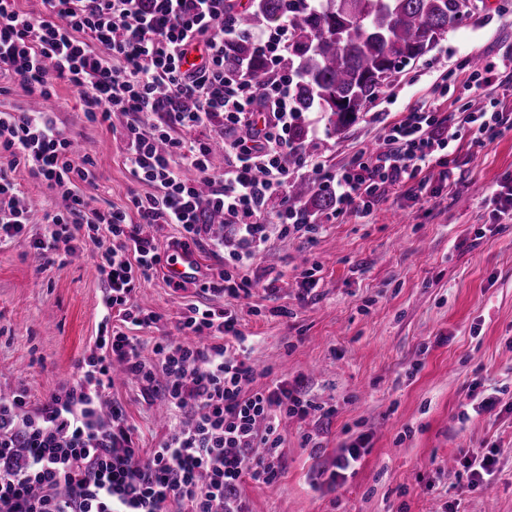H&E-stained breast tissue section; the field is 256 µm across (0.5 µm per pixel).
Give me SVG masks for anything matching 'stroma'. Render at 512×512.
Wrapping results in <instances>:
<instances>
[{"mask_svg": "<svg viewBox=\"0 0 512 512\" xmlns=\"http://www.w3.org/2000/svg\"><path fill=\"white\" fill-rule=\"evenodd\" d=\"M512 53V0H484L471 18L424 57L403 65L341 132L323 113L315 154L336 171L382 143L407 108L430 102L443 112H473L483 100L464 92L468 61L486 64ZM447 74L448 93L433 84ZM52 117L81 152L91 154L98 189L89 208L128 207L146 193L124 164L118 132L90 121L81 94L55 81ZM447 160L457 180L429 181L420 199L392 187L372 215L312 212L313 236L281 237L270 226L264 254L252 268V292L238 300L180 291L163 275L137 289L136 303L155 312L142 332L144 357L155 337L177 335L184 300L234 308L259 372L257 386L304 376L323 423L282 418L283 470L272 484L245 480L238 494L250 512H512V219L495 218L489 189L512 178V129L477 144L470 132ZM30 210L24 233L0 245V391L23 387L31 405L62 388L98 332L103 284L89 249L37 273L32 242L46 214L63 203L55 189L12 173ZM313 268L317 294L298 297L299 273ZM496 393L494 414L468 413L472 384ZM108 402L118 403L152 448L166 433L161 403H148L134 383L114 376ZM313 435L318 448L305 446ZM371 447L355 474L328 477L349 436ZM495 453L488 487L468 485L464 458Z\"/></svg>", "mask_w": 512, "mask_h": 512, "instance_id": "stroma-1", "label": "stroma"}]
</instances>
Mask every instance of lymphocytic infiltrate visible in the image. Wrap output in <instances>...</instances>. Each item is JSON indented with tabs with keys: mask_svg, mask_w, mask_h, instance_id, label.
<instances>
[{
	"mask_svg": "<svg viewBox=\"0 0 512 512\" xmlns=\"http://www.w3.org/2000/svg\"><path fill=\"white\" fill-rule=\"evenodd\" d=\"M33 16L17 0H0V74L29 96L49 100L55 81L79 90L89 116H123L125 164L148 194L131 193L128 211L88 209L85 188L96 187L90 156H76L72 140L49 113L0 110V243L21 235L29 211L11 176L17 166L56 189L61 213L46 214V232L34 239L38 272L60 263L59 241L92 245L104 284L100 333L61 391L30 408L27 391L0 393V512H245L237 499L244 479L274 482L282 471L280 415L307 419L318 409L302 379L256 387L257 372L238 348L245 338L230 308L185 304L178 337L161 336L153 359L142 354L140 331L159 317L136 304L141 282L157 274L161 258L143 225L172 224L173 250L209 238L207 213L223 215L237 237L224 271L203 278V293L237 299L249 294L250 272L268 242L266 202L286 192L282 158L293 150L298 118L295 76L285 62L290 25L254 34L273 77L257 83L249 69L231 68L225 53L238 37L227 19L231 0H43ZM205 58L184 68L187 52ZM169 92L167 101L156 95ZM160 112L145 126L141 114ZM467 124L481 143L512 127V113L470 112L463 121L425 103L390 126L381 147L330 174L339 210L372 214L387 188L417 182L437 169L454 180L443 160ZM231 130L212 164L203 132ZM122 366L144 399L164 400L170 432L158 447L138 445L120 405H106L114 366Z\"/></svg>",
	"mask_w": 512,
	"mask_h": 512,
	"instance_id": "obj_1",
	"label": "lymphocytic infiltrate"
}]
</instances>
